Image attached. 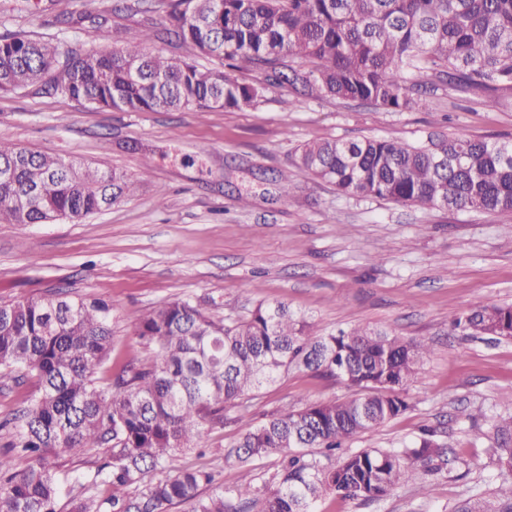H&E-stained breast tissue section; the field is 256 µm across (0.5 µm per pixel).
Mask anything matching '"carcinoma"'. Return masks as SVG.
<instances>
[{
  "label": "carcinoma",
  "instance_id": "carcinoma-1",
  "mask_svg": "<svg viewBox=\"0 0 512 512\" xmlns=\"http://www.w3.org/2000/svg\"><path fill=\"white\" fill-rule=\"evenodd\" d=\"M109 38L108 16L88 17ZM172 32L197 56L235 71H261L270 84L310 98L371 103L393 112L424 105L426 77L461 94H512V0H177ZM143 31L112 51L64 49L24 33L0 34V91L41 85L120 112L244 110L264 97L194 59L152 53ZM295 169L347 195L420 208L512 212V143L444 136L427 145L395 139L303 144ZM0 221L78 220L130 196L124 173L78 166L0 141ZM110 306L99 300L31 296L0 304V368L40 381L15 417V441L0 453V512H55L57 461L108 447L110 461L76 475L71 512H316L327 493L374 501L400 485L426 491L448 465L449 449L424 428L401 448H355L357 439L408 409L403 391L432 347L370 327L314 336L283 304L258 305L232 322L183 299L134 317L150 348L129 362L112 390L93 375L112 352ZM449 322L467 336L512 339V304L479 306ZM332 378L355 394L243 425L224 449L240 468L274 458L276 472L255 486L218 482L206 467H175L206 423H224L240 400L292 369ZM491 452L512 479V414L493 425ZM26 466L17 468L16 458ZM168 468V476L147 480ZM109 494H99L100 487ZM454 512H512V485L477 490Z\"/></svg>",
  "mask_w": 512,
  "mask_h": 512
}]
</instances>
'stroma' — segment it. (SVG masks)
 Listing matches in <instances>:
<instances>
[{"instance_id":"stroma-1","label":"stroma","mask_w":512,"mask_h":512,"mask_svg":"<svg viewBox=\"0 0 512 512\" xmlns=\"http://www.w3.org/2000/svg\"><path fill=\"white\" fill-rule=\"evenodd\" d=\"M175 0H0V32L23 30L65 47L91 48L89 15L105 14L112 43L161 31L149 49L170 58L191 50L164 27ZM293 98V108L281 101ZM429 108L391 112L370 103L310 99L268 88L242 111L182 109L116 112L38 87L0 94V140L126 173L134 194L77 222L0 223V303L29 296L101 299L111 307V359L97 375L108 389L125 363L147 356L133 318L187 299L227 320L258 303L283 302L322 336L357 326L423 337L433 351L406 389L408 410L354 440L357 448H398L432 428L458 464L434 478L428 494L397 488L372 502L326 495L319 512H451L475 486L502 479L489 451L494 420L512 413V339L470 337L449 315L489 303L512 304V212L421 209L338 193L300 173L290 196L277 177L293 168L306 142L397 139L424 144L464 135L512 142V105L466 98L445 83ZM39 392L36 376L0 370V449L7 420ZM334 379L292 370L232 409L224 425L205 426L179 466L223 471L225 482L261 483L276 470L224 461L241 420L348 396ZM104 449L63 461L57 512H70V478L94 474Z\"/></svg>"}]
</instances>
